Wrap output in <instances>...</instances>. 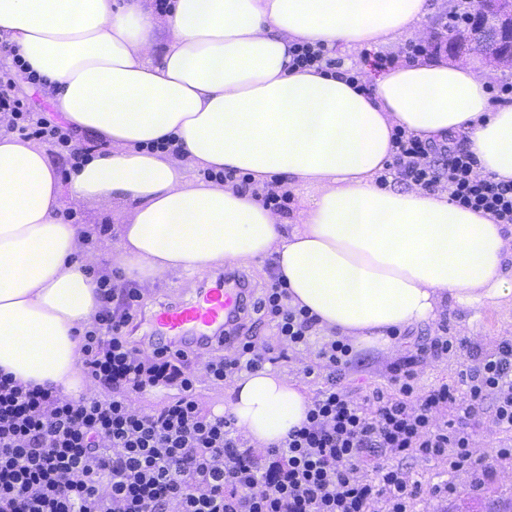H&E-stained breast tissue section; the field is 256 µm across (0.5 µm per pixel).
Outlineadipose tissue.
Here are the masks:
<instances>
[{"instance_id": "obj_1", "label": "adipose tissue", "mask_w": 512, "mask_h": 512, "mask_svg": "<svg viewBox=\"0 0 512 512\" xmlns=\"http://www.w3.org/2000/svg\"><path fill=\"white\" fill-rule=\"evenodd\" d=\"M426 0H0V42L73 128L105 151L60 172L0 114V372L86 394L77 333L100 309L94 280L120 256L123 285L224 261L275 258L290 303L352 347L392 348L445 298L512 296V226L447 194L380 186L391 135L464 139L478 171L512 180V104L491 105L472 66L398 57L368 88L299 69L297 43L339 52L419 37ZM168 142L166 151L156 146ZM284 178L300 224L190 169ZM120 209L113 252L89 249L66 207ZM310 400L264 366L234 378L223 412L261 448L302 426Z\"/></svg>"}]
</instances>
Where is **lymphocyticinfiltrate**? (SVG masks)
Wrapping results in <instances>:
<instances>
[{
  "label": "lymphocytic infiltrate",
  "mask_w": 512,
  "mask_h": 512,
  "mask_svg": "<svg viewBox=\"0 0 512 512\" xmlns=\"http://www.w3.org/2000/svg\"><path fill=\"white\" fill-rule=\"evenodd\" d=\"M14 88L0 81V110L10 112L12 128L68 150L69 127L27 108ZM391 150L379 185L410 183L512 224V180L480 176L467 148L426 142L399 128ZM203 176L233 183L273 210L291 199L279 182L259 186L232 171ZM95 284L103 305L84 330L81 351L97 394L74 399L0 375V512H412L420 487L393 456L444 458L452 471L471 466L468 420L482 409L512 436L511 342L462 373L465 399L445 384L419 392L411 357L392 364L385 383L358 393L344 382L356 360L350 345L315 341L316 317L289 306L278 276L228 327L234 350L206 356L199 368L181 349L147 355L132 346L126 329L137 317L138 293L115 289L107 275ZM117 295L122 302L114 310ZM253 314L271 325L274 342L245 335ZM277 348L314 351L303 374L320 371L327 379L303 426L257 457L227 416L200 403L197 387L258 370ZM164 390L174 396L163 406H139L146 394ZM451 406L454 420L438 421Z\"/></svg>",
  "instance_id": "1"
}]
</instances>
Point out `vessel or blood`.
Here are the masks:
<instances>
[{
    "label": "vessel or blood",
    "instance_id": "vessel-or-blood-1",
    "mask_svg": "<svg viewBox=\"0 0 512 512\" xmlns=\"http://www.w3.org/2000/svg\"><path fill=\"white\" fill-rule=\"evenodd\" d=\"M241 298V288L219 279L213 287L195 289L185 300L160 304L151 324L172 347L202 348L217 339L237 316Z\"/></svg>",
    "mask_w": 512,
    "mask_h": 512
}]
</instances>
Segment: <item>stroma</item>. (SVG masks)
Segmentation results:
<instances>
[{
	"instance_id": "35a3bbf8",
	"label": "stroma",
	"mask_w": 512,
	"mask_h": 512,
	"mask_svg": "<svg viewBox=\"0 0 512 512\" xmlns=\"http://www.w3.org/2000/svg\"><path fill=\"white\" fill-rule=\"evenodd\" d=\"M446 327L449 335L462 339L464 351L451 352L437 359L427 358L416 364L417 386L425 392L443 384L453 386L458 394H465L461 374L479 365L495 352L502 341L512 342V300L498 305L472 308L447 302L439 322L424 323L401 333L390 352L365 351L357 356L358 364L350 371L347 381L358 391L381 383L388 367L399 358L414 354L422 341ZM472 434L473 459L476 465L493 468L481 490H473L467 470L449 472L443 460L406 459L413 481L421 492L415 500L413 512H512V459H495L500 434L489 412L481 411L469 422ZM449 481L457 493L442 501L429 494L431 485Z\"/></svg>"
}]
</instances>
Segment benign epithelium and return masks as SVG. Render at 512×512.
Returning <instances> with one entry per match:
<instances>
[{
  "instance_id": "1",
  "label": "benign epithelium",
  "mask_w": 512,
  "mask_h": 512,
  "mask_svg": "<svg viewBox=\"0 0 512 512\" xmlns=\"http://www.w3.org/2000/svg\"><path fill=\"white\" fill-rule=\"evenodd\" d=\"M476 30L457 36L461 45L442 41L434 31L428 32L423 41L434 49L448 52L453 58H467L474 54L483 57L482 71L492 72L512 69V50L501 51L499 44L512 39V3L509 0H477L473 12Z\"/></svg>"
}]
</instances>
